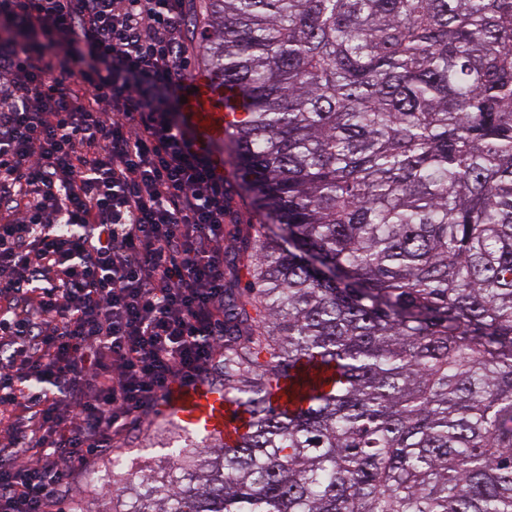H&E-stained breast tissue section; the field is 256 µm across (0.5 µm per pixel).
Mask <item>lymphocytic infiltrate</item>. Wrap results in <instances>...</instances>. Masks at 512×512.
I'll use <instances>...</instances> for the list:
<instances>
[{
  "label": "lymphocytic infiltrate",
  "mask_w": 512,
  "mask_h": 512,
  "mask_svg": "<svg viewBox=\"0 0 512 512\" xmlns=\"http://www.w3.org/2000/svg\"><path fill=\"white\" fill-rule=\"evenodd\" d=\"M0 512H51L224 344L213 154L178 93L185 0H0ZM40 43H33V36Z\"/></svg>",
  "instance_id": "obj_1"
}]
</instances>
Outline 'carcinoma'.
<instances>
[{"instance_id":"1","label":"carcinoma","mask_w":512,"mask_h":512,"mask_svg":"<svg viewBox=\"0 0 512 512\" xmlns=\"http://www.w3.org/2000/svg\"><path fill=\"white\" fill-rule=\"evenodd\" d=\"M197 36L267 219L225 247L249 422L112 512H512V0H206Z\"/></svg>"}]
</instances>
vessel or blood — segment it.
I'll list each match as a JSON object with an SVG mask.
<instances>
[{
    "instance_id": "vessel-or-blood-1",
    "label": "vessel or blood",
    "mask_w": 512,
    "mask_h": 512,
    "mask_svg": "<svg viewBox=\"0 0 512 512\" xmlns=\"http://www.w3.org/2000/svg\"><path fill=\"white\" fill-rule=\"evenodd\" d=\"M184 86L189 90L184 105L188 124L203 142L223 140L228 125L245 110L241 93L220 85L202 71L185 78ZM164 408L183 428L213 438L232 436L238 424L223 386L199 380L173 384L165 394Z\"/></svg>"
}]
</instances>
